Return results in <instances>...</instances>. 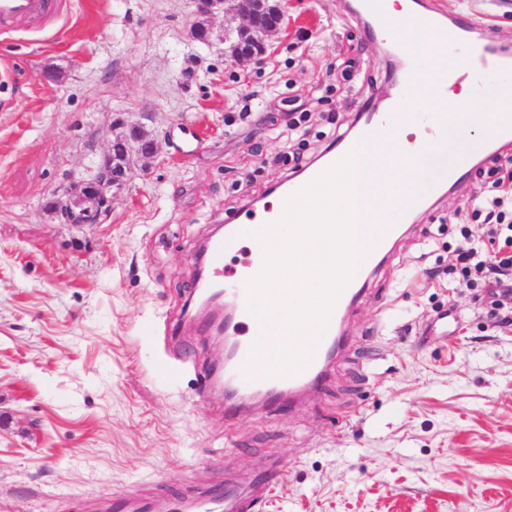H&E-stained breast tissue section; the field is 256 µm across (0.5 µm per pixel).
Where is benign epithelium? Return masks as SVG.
<instances>
[{
  "label": "benign epithelium",
  "mask_w": 512,
  "mask_h": 512,
  "mask_svg": "<svg viewBox=\"0 0 512 512\" xmlns=\"http://www.w3.org/2000/svg\"><path fill=\"white\" fill-rule=\"evenodd\" d=\"M196 13L209 19L224 17V57L237 66L251 67L267 58L269 40L286 22V0H194ZM150 150L123 132L112 139L95 176L63 186L52 193L50 211L61 224L75 227L101 223L114 198L141 170V163L156 151V138L148 134Z\"/></svg>",
  "instance_id": "benign-epithelium-1"
}]
</instances>
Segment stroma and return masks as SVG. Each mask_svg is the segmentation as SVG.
<instances>
[{
    "label": "stroma",
    "instance_id": "stroma-1",
    "mask_svg": "<svg viewBox=\"0 0 512 512\" xmlns=\"http://www.w3.org/2000/svg\"><path fill=\"white\" fill-rule=\"evenodd\" d=\"M455 23L512 54V0H444ZM355 0H288L265 63L191 36L193 0H67L52 25L0 35V502L10 512H107L133 492L172 512L263 466L284 474L254 512H512V326L494 289L447 274L492 152L467 148L461 184L418 206L367 272L348 344L292 406L228 412L207 384L219 348L183 326L195 249L287 181L275 163L295 104L312 162L403 70ZM56 80L42 77L46 69ZM158 151L101 224L46 203L87 177L112 122Z\"/></svg>",
    "mask_w": 512,
    "mask_h": 512
}]
</instances>
